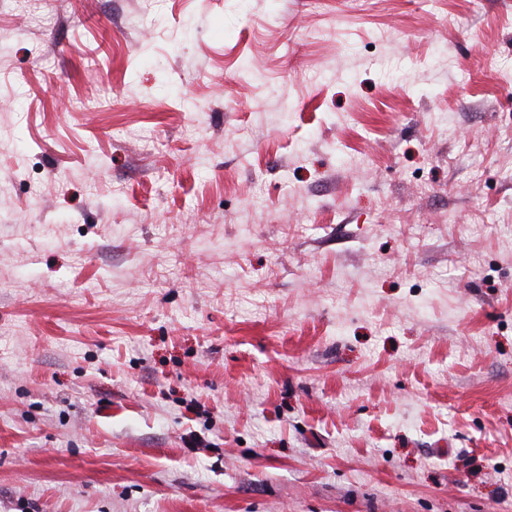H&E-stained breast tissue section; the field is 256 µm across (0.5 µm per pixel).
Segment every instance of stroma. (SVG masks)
<instances>
[{
  "label": "stroma",
  "mask_w": 512,
  "mask_h": 512,
  "mask_svg": "<svg viewBox=\"0 0 512 512\" xmlns=\"http://www.w3.org/2000/svg\"><path fill=\"white\" fill-rule=\"evenodd\" d=\"M512 0H0V512H512Z\"/></svg>",
  "instance_id": "1"
}]
</instances>
